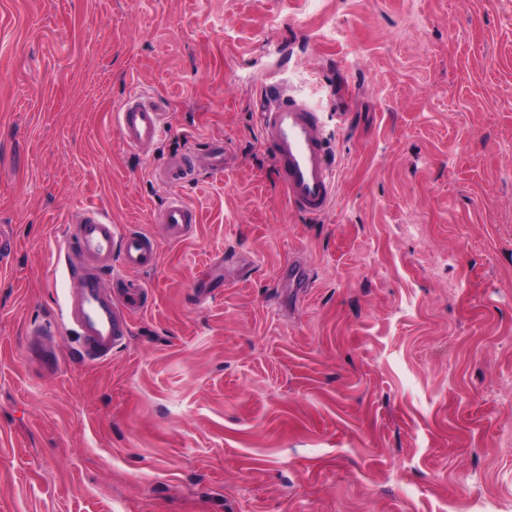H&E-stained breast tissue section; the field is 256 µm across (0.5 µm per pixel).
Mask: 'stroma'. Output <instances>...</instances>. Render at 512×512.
Segmentation results:
<instances>
[{"label": "stroma", "instance_id": "obj_1", "mask_svg": "<svg viewBox=\"0 0 512 512\" xmlns=\"http://www.w3.org/2000/svg\"><path fill=\"white\" fill-rule=\"evenodd\" d=\"M273 85L323 114L322 217L261 142ZM133 93L167 114L146 154ZM88 206L160 258L102 276L145 290L111 359L67 326L49 373ZM1 226L0 512H512V0H0ZM114 115L122 143L142 152L153 148L164 129V113L147 94L130 96ZM194 168L190 155H181L170 159L159 171V176L166 182L178 184L186 180ZM157 224H163L167 236L172 240H180L197 224L196 210L180 196H170L167 204L155 214Z\"/></svg>", "mask_w": 512, "mask_h": 512}]
</instances>
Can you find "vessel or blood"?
<instances>
[{
  "instance_id": "1",
  "label": "vessel or blood",
  "mask_w": 512,
  "mask_h": 512,
  "mask_svg": "<svg viewBox=\"0 0 512 512\" xmlns=\"http://www.w3.org/2000/svg\"><path fill=\"white\" fill-rule=\"evenodd\" d=\"M259 129L293 209L311 217L325 215L336 196L337 172L327 146L319 108L286 92L267 95L261 105ZM115 122L122 143L150 151L164 129L165 117L156 101L146 94L127 98L117 109ZM194 168L189 155L170 159L160 170L166 182L186 180ZM169 239L185 237L197 222L195 209L180 196H170L155 214ZM65 249L90 259L82 268L80 286L72 295L67 318L78 334L77 352L88 362H102L119 346L130 320L128 310L138 301L139 287L126 298L106 296L103 272L113 264L122 269L148 271L158 263V249L149 235L132 228L118 229L96 208H83L68 226Z\"/></svg>"
}]
</instances>
